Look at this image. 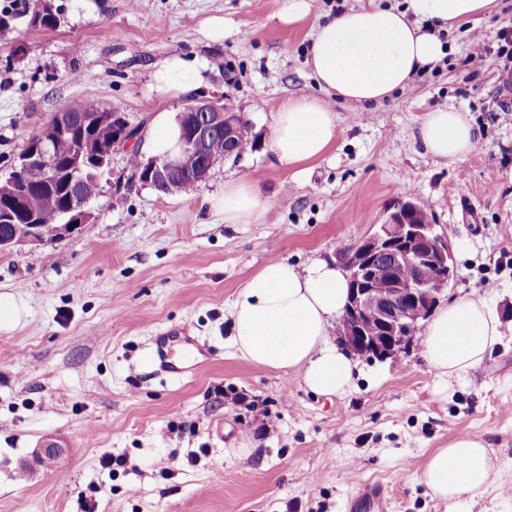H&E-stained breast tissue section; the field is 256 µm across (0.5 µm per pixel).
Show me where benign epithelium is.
Here are the masks:
<instances>
[{"mask_svg":"<svg viewBox=\"0 0 512 512\" xmlns=\"http://www.w3.org/2000/svg\"><path fill=\"white\" fill-rule=\"evenodd\" d=\"M236 116L212 100L186 104L179 114L182 136L177 152L150 158L149 176L160 183L185 173L192 186L204 182L217 163L236 157L233 150L217 151L212 146L217 139L235 142L244 133ZM108 122L123 127V132L114 142L98 145L96 169L102 175L109 167L114 148L133 139L128 134L130 123L119 112H96L83 120L90 126ZM74 154L72 123L62 116L47 122L38 138L26 143L5 182L0 183V198L23 214L27 222L13 225V231L6 235L0 234L1 252L40 241L49 234L59 240L90 223L89 200L73 194L63 212V221L53 225L47 234L36 221L34 198L19 189L23 172L31 167L41 169L44 183H54L59 178L57 164L63 156L71 158L73 180L83 179L84 162ZM337 258L350 291L339 318L338 339L351 353L370 359H387L404 350L406 332L421 329V322L430 316L456 274L448 239L414 204L393 212L375 233L339 250ZM405 266L412 268L413 275L407 279L397 277L396 270ZM430 266L439 270L433 280L422 275Z\"/></svg>","mask_w":512,"mask_h":512,"instance_id":"obj_1","label":"benign epithelium"}]
</instances>
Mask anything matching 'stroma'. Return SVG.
Returning a JSON list of instances; mask_svg holds the SVG:
<instances>
[{
	"label": "stroma",
	"mask_w": 512,
	"mask_h": 512,
	"mask_svg": "<svg viewBox=\"0 0 512 512\" xmlns=\"http://www.w3.org/2000/svg\"><path fill=\"white\" fill-rule=\"evenodd\" d=\"M288 2L21 0L0 28V175L73 100L116 110L141 134L114 150L88 205L92 223L0 252V305L11 312L0 320V512H341L359 478L390 489V512H512V334L444 394L419 340L394 358L359 359L337 396L313 394L301 372L256 366L230 343L231 305L266 262L334 258L408 199L452 249L457 275L441 304L481 299L512 325V59L498 52L512 0L445 34L447 55L390 99L333 101L338 137L301 178L272 153L270 117L289 98L318 95L305 50L335 3L314 0L289 24ZM39 5L59 9L57 28L33 25ZM213 20L218 41L206 30ZM174 55L205 67L193 96L151 87ZM473 55L484 58L476 73ZM192 97L241 112L255 147L163 196L133 178V165L148 157L154 116ZM444 107L481 132L449 165L418 138L422 116ZM229 180L256 188L260 223H225L214 201ZM172 329L200 349L176 379L148 363L155 337ZM461 434L483 439L493 481L434 498L421 468ZM49 439L65 453L43 464L36 450ZM105 454L125 466L103 468Z\"/></svg>",
	"instance_id": "1"
}]
</instances>
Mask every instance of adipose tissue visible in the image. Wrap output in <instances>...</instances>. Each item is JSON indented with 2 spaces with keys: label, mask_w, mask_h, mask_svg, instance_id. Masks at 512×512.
<instances>
[{
  "label": "adipose tissue",
  "mask_w": 512,
  "mask_h": 512,
  "mask_svg": "<svg viewBox=\"0 0 512 512\" xmlns=\"http://www.w3.org/2000/svg\"><path fill=\"white\" fill-rule=\"evenodd\" d=\"M497 0H405L402 8H350L318 23L309 37L306 65L327 95L364 106L383 102L445 55L438 34L492 16ZM201 83L198 63L175 55L153 73L162 94H187ZM338 134L337 116L313 97L286 100L271 116V149L279 163L299 167L323 156ZM419 139L433 158L454 163L466 157L480 133L455 109L423 117ZM228 224L259 223L264 206L246 181L224 185L220 201ZM349 297L336 262L316 259L299 267L268 261L243 285L232 307V344L261 367L296 369L309 390L345 393L358 363L330 344L329 336ZM498 312L484 301L462 298L439 309L423 331L425 357L444 380H464L500 343ZM493 470L484 442L463 434L426 458L419 480L436 498L488 486Z\"/></svg>",
  "instance_id": "obj_1"
}]
</instances>
